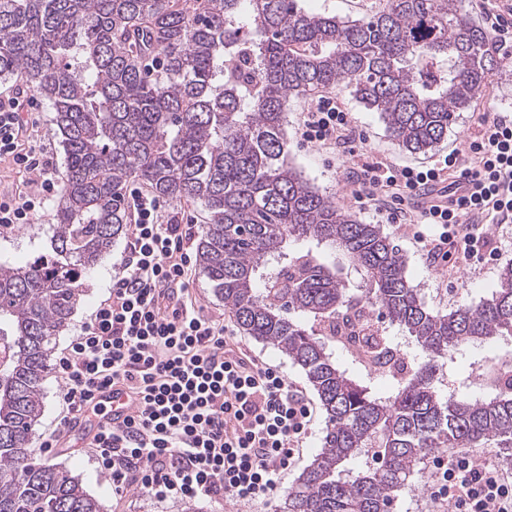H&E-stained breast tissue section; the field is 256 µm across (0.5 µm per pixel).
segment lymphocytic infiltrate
Listing matches in <instances>:
<instances>
[{
  "mask_svg": "<svg viewBox=\"0 0 512 512\" xmlns=\"http://www.w3.org/2000/svg\"><path fill=\"white\" fill-rule=\"evenodd\" d=\"M34 97L0 94V158L25 173L43 175L36 194L0 196V229L30 223L56 192L53 165L36 140ZM301 137L345 146L353 134L339 99L320 98L307 112ZM470 162L449 155L443 168L473 185L453 205L420 210L415 241L449 246L475 264L496 261L498 248L471 223L474 215L512 216V118L484 119L469 143ZM441 168L368 166L356 195L384 188L398 203L435 187ZM129 250L100 302L67 351L54 361L66 413L61 430L74 429L97 391L112 388L135 397L123 422L101 423L92 446L112 490L136 487L156 502L202 498L267 501L312 426L311 403L279 369L236 347L220 320L203 314L189 292L188 231L164 219L160 201L130 189ZM426 493L436 512H512V469L496 457H434Z\"/></svg>",
  "mask_w": 512,
  "mask_h": 512,
  "instance_id": "f902f5d3",
  "label": "lymphocytic infiltrate"
}]
</instances>
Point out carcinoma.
<instances>
[{
	"instance_id": "cac0c4a2",
	"label": "carcinoma",
	"mask_w": 512,
	"mask_h": 512,
	"mask_svg": "<svg viewBox=\"0 0 512 512\" xmlns=\"http://www.w3.org/2000/svg\"><path fill=\"white\" fill-rule=\"evenodd\" d=\"M497 67L463 0H380L351 20L300 0H0V78L25 77L49 103L67 169L53 257L0 263V512H102L71 469L35 460L29 437L84 275L125 233L131 181L207 213L203 273L320 400L321 448L280 512H392L432 453L511 447L512 375L495 356L461 369L456 355L512 337V263L479 304L429 311L381 225L288 161L285 115L292 99L343 86L425 153ZM359 303L386 326L352 353L336 318ZM380 345L402 362L382 388L367 367Z\"/></svg>"
}]
</instances>
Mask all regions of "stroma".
Instances as JSON below:
<instances>
[{
	"mask_svg": "<svg viewBox=\"0 0 512 512\" xmlns=\"http://www.w3.org/2000/svg\"><path fill=\"white\" fill-rule=\"evenodd\" d=\"M500 71L492 76L477 104L458 113L448 137L434 149L425 153L402 150L387 131L379 114L366 109L345 88L334 89L333 95L344 104L362 140L353 150L326 149L311 146L301 141L299 125L303 112L312 105L308 99L291 100L287 113L288 157L314 186L325 196L371 224H383L384 230L398 245L407 259L408 277L418 288L420 296L433 311L448 312L463 304H473L489 297L499 282V264L476 268L461 259L428 260L410 233L401 224H384L381 215L368 210L354 196V186L349 180L351 172L368 165L397 164L421 166L432 163L448 152H458L461 163H468L470 140L480 130L479 121L488 113L512 114V47L498 51ZM39 123L34 138L47 148L53 161L52 177L56 183L65 181L63 147L52 122L53 114L45 100L37 102ZM54 221L52 210L36 215L31 223L0 233V257L24 265L41 255L48 254L47 240ZM130 242L122 236L97 268L88 273L85 281L87 292L79 302L69 328L57 336L54 354L63 353L77 336L81 325L87 321L94 307L108 297L115 276ZM190 291L203 306L205 314L223 321L228 334L238 341L240 347L251 356L282 369L284 374L298 386H306L304 374L292 366L287 356L276 348L244 335L233 317L224 307L223 299L217 295L200 268H193ZM59 383L55 373H48L45 380L44 410L34 428L31 446L40 452L39 459L48 464L70 468L80 475L90 494L102 505L103 512H186L194 507L196 512H277L279 497L285 496L302 468L309 463L320 447L325 427L324 412H316L312 434L300 450L295 463L285 472L277 491V500L262 502H229L222 499L190 502L170 500L154 503L139 490L128 489L122 495L112 493V482L108 473L100 471L90 449L73 448V434H58L57 425L62 415ZM55 440V448L40 451L43 441Z\"/></svg>",
	"mask_w": 512,
	"mask_h": 512,
	"instance_id": "stroma-1",
	"label": "stroma"
}]
</instances>
